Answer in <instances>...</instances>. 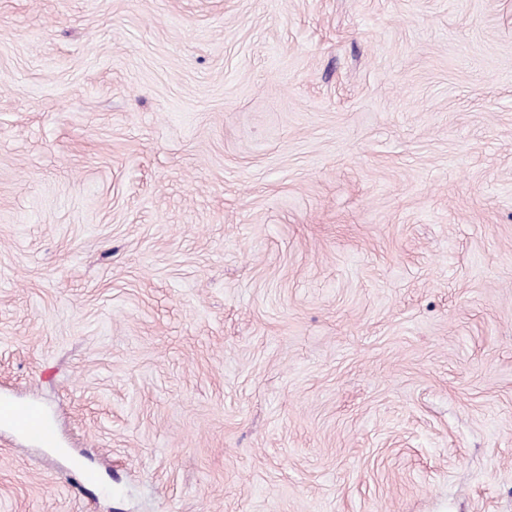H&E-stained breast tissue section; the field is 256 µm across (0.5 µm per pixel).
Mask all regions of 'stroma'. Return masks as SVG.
Masks as SVG:
<instances>
[{
    "label": "stroma",
    "mask_w": 512,
    "mask_h": 512,
    "mask_svg": "<svg viewBox=\"0 0 512 512\" xmlns=\"http://www.w3.org/2000/svg\"><path fill=\"white\" fill-rule=\"evenodd\" d=\"M0 512H512V0H0ZM0 419L10 424L13 431L29 443L47 448L57 444L53 421L34 405L1 399Z\"/></svg>",
    "instance_id": "obj_1"
}]
</instances>
